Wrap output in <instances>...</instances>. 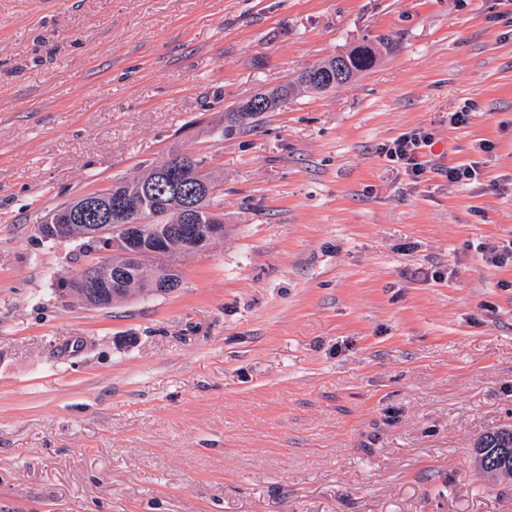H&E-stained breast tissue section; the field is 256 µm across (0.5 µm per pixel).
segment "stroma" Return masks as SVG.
I'll return each instance as SVG.
<instances>
[{"label":"stroma","instance_id":"stroma-1","mask_svg":"<svg viewBox=\"0 0 512 512\" xmlns=\"http://www.w3.org/2000/svg\"><path fill=\"white\" fill-rule=\"evenodd\" d=\"M416 128L415 183L385 147ZM176 150L223 241L174 294L64 297L79 245L37 224ZM510 242L512 0H0V512H512L473 451L512 424ZM335 61V67L338 66L340 72L344 74V77L339 79L337 82L333 71L329 67H325L324 72H315L313 70L305 72L304 81L310 88H315L318 92H324L330 89L335 82V86L347 83L358 73L368 71L374 67L375 53L370 45H361L346 55L334 56L320 64H317L316 66L332 64ZM339 65H341L343 69ZM303 74V73H302ZM302 74L297 78V82H291L288 84H285L281 86L280 88L276 89L275 91L271 92L270 94H267L268 96H265V107H262L259 109L257 113H253V119L250 121H243L242 119L238 118L236 116V112H225L224 114V120H225V126L224 131L226 132H233L235 130L239 131H250L257 127L258 120L257 117H260L265 114V112H273L279 107H281L283 104H285L288 99L292 98V96L295 94L298 87L302 88V90L307 91L308 87H305L302 85Z\"/></svg>","mask_w":512,"mask_h":512}]
</instances>
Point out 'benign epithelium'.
Returning <instances> with one entry per match:
<instances>
[{
  "label": "benign epithelium",
  "instance_id": "obj_1",
  "mask_svg": "<svg viewBox=\"0 0 512 512\" xmlns=\"http://www.w3.org/2000/svg\"><path fill=\"white\" fill-rule=\"evenodd\" d=\"M304 81L318 92L330 89L336 82L330 68L323 72L310 70ZM209 191L208 184L201 180L190 187L188 193L179 197V209L184 213L185 223L174 226L181 244L190 252L208 248L213 242L224 238V224L216 220L206 226L193 223L197 199ZM98 208V223L82 224L81 215L88 208ZM65 223L51 218L37 225V232L46 240L84 242L90 238L105 242L93 252L96 261L93 266L74 274L64 281L65 296L83 301L91 306H110L129 296L128 265L137 262L141 268L150 264L149 257L161 252L164 244L151 240L149 208L130 210L125 198H112V205H101L97 197L88 196L64 214Z\"/></svg>",
  "mask_w": 512,
  "mask_h": 512
}]
</instances>
